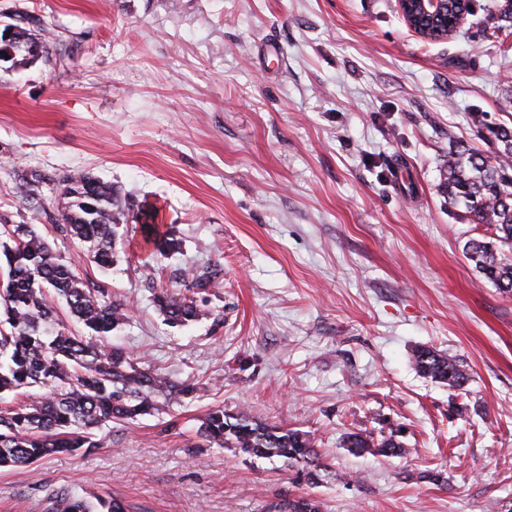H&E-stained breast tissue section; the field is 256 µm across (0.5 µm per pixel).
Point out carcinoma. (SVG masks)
<instances>
[{
  "label": "carcinoma",
  "mask_w": 512,
  "mask_h": 512,
  "mask_svg": "<svg viewBox=\"0 0 512 512\" xmlns=\"http://www.w3.org/2000/svg\"><path fill=\"white\" fill-rule=\"evenodd\" d=\"M498 29L512 28V0H497ZM46 45L23 27L7 44L0 41V61L9 56L23 66ZM488 140L494 160L451 148L441 163L448 207L465 209L473 224L495 229V240L471 238L464 246L475 271L500 292L512 294V128L499 126ZM57 196L64 201L56 229L84 245L86 256L106 272L117 261L116 226L128 220L129 208L114 185L85 172L60 177ZM150 254L177 251V239L156 224L141 225ZM0 244V394L46 387L32 404L0 409V467L24 466L60 451L98 447L94 434L107 422H128L160 411L159 404L194 391V384L176 381L133 358L124 348L107 346L112 331L129 319L128 305L102 288L88 287L72 264L56 254L31 224H4ZM186 292L162 291L154 297L165 321L183 326L201 310L194 297L212 283L211 275H187ZM61 300L75 324L58 322L49 296ZM412 362L424 376L456 389L469 378L455 356L421 347ZM210 443L260 458H280L310 484L331 467L307 432L266 426L247 413L211 410L200 427ZM402 428L383 422L378 433L348 432L342 447L354 456L394 457L408 452ZM46 512H130L120 497L91 501L77 492L53 495ZM279 512H321L313 497L288 501Z\"/></svg>",
  "instance_id": "obj_1"
}]
</instances>
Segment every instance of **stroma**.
Here are the masks:
<instances>
[{
    "label": "stroma",
    "instance_id": "35a3bbf8",
    "mask_svg": "<svg viewBox=\"0 0 512 512\" xmlns=\"http://www.w3.org/2000/svg\"><path fill=\"white\" fill-rule=\"evenodd\" d=\"M491 2L432 42L397 0H0V25L19 9L50 25L36 60L0 61V225H34L131 305L112 343L197 384L103 425L99 447L0 468V512L73 490L135 512H267L307 494L323 512H512V296L464 254L491 228L440 186L449 147L489 157L487 124L512 127ZM76 171L153 213L178 252L145 264L131 221L99 270L56 230L53 187L25 196L30 173ZM214 268L203 317L167 325L154 293ZM419 346L457 356L468 383L418 373ZM219 407L313 434L333 477L312 486L204 442ZM384 421L408 455L341 448Z\"/></svg>",
    "mask_w": 512,
    "mask_h": 512
}]
</instances>
